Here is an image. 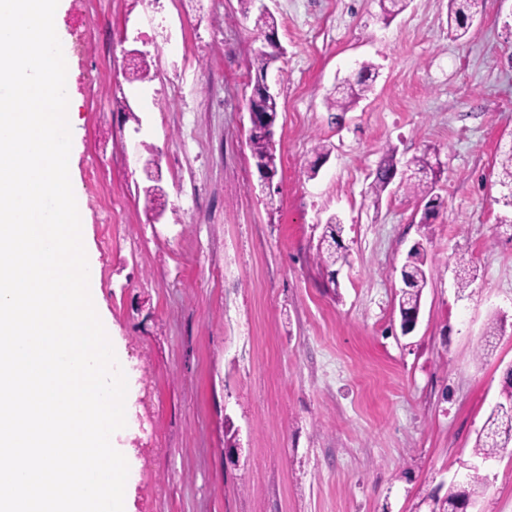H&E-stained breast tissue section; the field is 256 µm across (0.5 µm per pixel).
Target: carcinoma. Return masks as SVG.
I'll list each match as a JSON object with an SVG mask.
<instances>
[{
  "label": "carcinoma",
  "mask_w": 512,
  "mask_h": 512,
  "mask_svg": "<svg viewBox=\"0 0 512 512\" xmlns=\"http://www.w3.org/2000/svg\"><path fill=\"white\" fill-rule=\"evenodd\" d=\"M240 13L244 18H253L254 28L264 36L275 33L277 26L274 15L270 12H259L255 8L254 0H238ZM384 19L393 18L403 12L410 0H378ZM483 0H448V30L456 38L466 35L469 20L480 13ZM274 50H255L252 52L250 66L258 73L266 71L276 60ZM377 77L374 66H363L352 82H347L333 97L327 98V109L334 112L349 111L360 99L371 91L373 82ZM251 156L257 169L269 175L276 173V148L265 134L252 132L248 135ZM414 176L407 178L405 189L420 200L426 201V207H436V199L431 196L433 185L437 177L441 176L442 163L436 151H424L413 158ZM392 165H381L371 183V191L378 195L384 191L388 184V174ZM498 182L502 188L512 184V146L502 151L498 167ZM341 224L333 218L326 225V230L317 247V260L321 267L335 274L332 267L347 262V253L340 249ZM427 254L423 247L416 246L408 254L406 262L401 268V277L405 288L399 295L400 321L413 311L419 309L422 290L427 283L425 265ZM469 260L460 257L456 260L457 282L459 289L466 290L474 280ZM504 400L498 403L489 414L481 433L478 435L473 453L481 458H492L502 450L512 447V368L506 372L503 390ZM486 487V478L478 471L468 475L461 484L448 485V493L438 507V512H460L472 506L476 498L482 495Z\"/></svg>",
  "instance_id": "cac0c4a2"
}]
</instances>
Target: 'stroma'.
<instances>
[{
    "label": "stroma",
    "mask_w": 512,
    "mask_h": 512,
    "mask_svg": "<svg viewBox=\"0 0 512 512\" xmlns=\"http://www.w3.org/2000/svg\"><path fill=\"white\" fill-rule=\"evenodd\" d=\"M269 8L272 210L248 144L262 37L238 0H65L60 17L77 46L71 167L93 291L129 366L131 512H431L475 466L487 488L471 512H512V448L472 454L512 366V207L497 183L512 0H486L460 40L448 0H411L390 21L377 0ZM134 49L151 82H128ZM366 62L372 91L333 123L327 98ZM141 139L166 193L157 219L127 159ZM429 147L443 204L425 224L403 182ZM384 162L397 178L376 195ZM333 217L348 261L332 279L316 248ZM418 243L428 284L405 335L400 270ZM461 255L476 270L463 291ZM496 318L505 328L482 352Z\"/></svg>",
    "instance_id": "obj_1"
}]
</instances>
